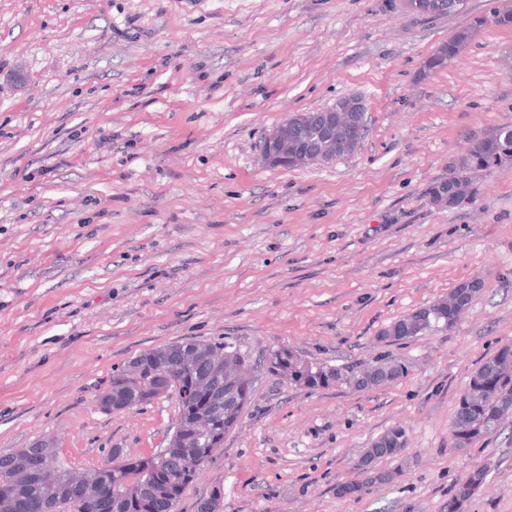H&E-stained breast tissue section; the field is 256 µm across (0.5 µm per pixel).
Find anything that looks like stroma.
<instances>
[{
    "label": "stroma",
    "mask_w": 512,
    "mask_h": 512,
    "mask_svg": "<svg viewBox=\"0 0 512 512\" xmlns=\"http://www.w3.org/2000/svg\"><path fill=\"white\" fill-rule=\"evenodd\" d=\"M500 0L422 19L383 0H0V452L53 437L64 464L160 448L175 396L107 414L113 370L177 340L279 345L378 386L258 381L177 512H512V414L455 447L469 376L512 345V162L439 209L427 189L512 123V26L486 25L437 72L425 59ZM357 95L351 156L283 169L266 134ZM482 289L456 324L393 322ZM396 426L405 448L363 485L355 463ZM448 299L423 307L394 322L384 336L401 340L404 336L431 335L452 328ZM486 468L471 471L458 485L456 494L448 501V512H459L463 502L467 501L484 483Z\"/></svg>",
    "instance_id": "stroma-1"
}]
</instances>
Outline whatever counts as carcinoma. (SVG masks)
Instances as JSON below:
<instances>
[{"mask_svg":"<svg viewBox=\"0 0 512 512\" xmlns=\"http://www.w3.org/2000/svg\"><path fill=\"white\" fill-rule=\"evenodd\" d=\"M465 0H416L415 15L429 20L463 12ZM512 24V3L507 0L493 9L491 16L474 19L471 27L458 31L447 43L441 45L423 63L428 71L444 68L448 61L459 54L470 42L472 31L487 23ZM316 121L292 134V148L312 153L318 148V140L312 131L323 126L331 116L329 112L313 111ZM502 154H512V124L497 127L490 137H484L467 154L453 162L448 176L430 185L428 195L438 209H451L472 201L477 190L469 179L474 169L486 168L489 162ZM482 288L478 281L460 283L453 295L470 303ZM453 323L448 315V300H441L423 307L399 320L384 332L390 338L401 340L406 336L431 335L448 330ZM224 350L233 358L241 350L231 343L204 340L171 342L159 349L145 351L131 360L128 366L114 372L109 386L97 396L98 407L105 412H117L150 404L159 393L174 392L178 398V416L170 430L166 447L169 452L167 465L177 467L178 454L184 450L195 451L209 460V449L221 447L228 427L241 405L224 403V368L209 364L211 351ZM512 356V345H505L491 358L485 360L470 375L459 394L453 422V436L471 445L489 433L492 420L502 411L512 408V378L501 379L495 385L486 386L488 376L494 373L499 360ZM265 361L276 374H288V381L304 387L328 385L324 371L328 366L303 360L295 351L278 346L269 350ZM172 363V378L178 385L169 384L160 377L156 367ZM406 446V440L389 429L376 438L359 458L357 468L366 476L365 484L389 481L392 475L376 472V462L397 455ZM59 460L54 441L38 439L25 448L0 453V489L13 491L20 501V512H27L31 497H47L60 500L58 512H76L73 501L66 499L65 484L68 467L56 472V480L47 485L42 479V466H52ZM129 460L120 463L109 461L104 466L87 470L90 479L107 483L113 492L117 512H147L148 494L151 490L149 476L142 475L136 484L128 482ZM487 471L479 468L471 471L458 485L456 494L448 501V512H460L467 501L484 483Z\"/></svg>","mask_w":512,"mask_h":512,"instance_id":"obj_1","label":"carcinoma"}]
</instances>
